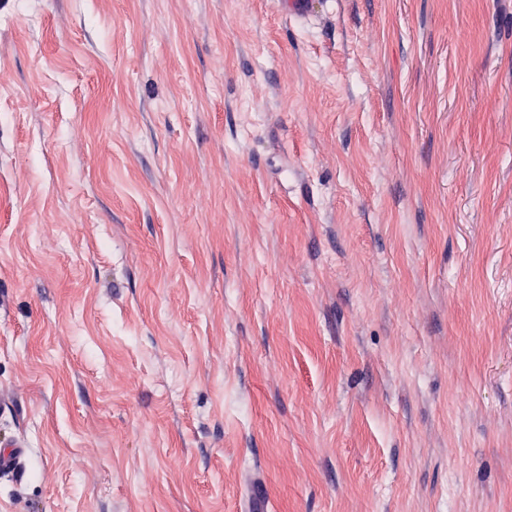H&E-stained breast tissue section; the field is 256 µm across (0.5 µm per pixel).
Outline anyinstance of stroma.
I'll return each mask as SVG.
<instances>
[{"label":"stroma","mask_w":512,"mask_h":512,"mask_svg":"<svg viewBox=\"0 0 512 512\" xmlns=\"http://www.w3.org/2000/svg\"><path fill=\"white\" fill-rule=\"evenodd\" d=\"M0 512H512V0H0ZM275 6L281 14L297 20L313 13V0H277ZM26 448H28L26 441L20 439L9 442L5 448H0V471L19 474Z\"/></svg>","instance_id":"obj_1"}]
</instances>
